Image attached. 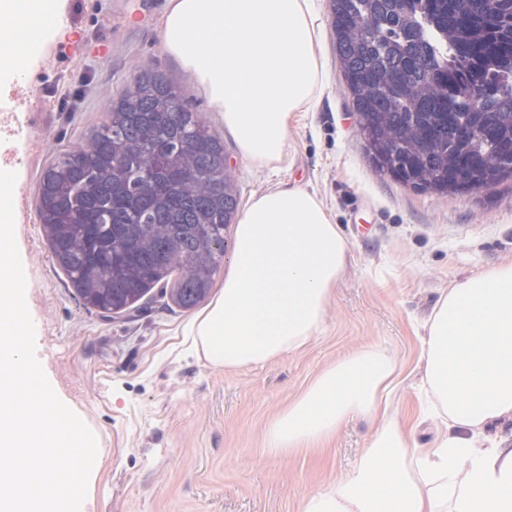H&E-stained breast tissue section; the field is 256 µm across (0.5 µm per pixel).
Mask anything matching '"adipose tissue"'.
Listing matches in <instances>:
<instances>
[{"mask_svg": "<svg viewBox=\"0 0 512 512\" xmlns=\"http://www.w3.org/2000/svg\"><path fill=\"white\" fill-rule=\"evenodd\" d=\"M67 0H0V75L25 84L53 54ZM314 0H166L161 46L204 91L259 170L290 165L294 113L325 90ZM313 192L274 187L254 196L234 230L224 286L185 332L218 371L264 365L301 350L323 328L350 252ZM419 363L425 403L443 428L418 447L382 414L399 376L379 345L319 373L266 431L271 455L332 438L356 416L378 425L356 465L309 493L300 512H512V442L487 429L512 419V265L448 289L424 325Z\"/></svg>", "mask_w": 512, "mask_h": 512, "instance_id": "1", "label": "adipose tissue"}]
</instances>
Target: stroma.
<instances>
[{
  "label": "stroma",
  "mask_w": 512,
  "mask_h": 512,
  "mask_svg": "<svg viewBox=\"0 0 512 512\" xmlns=\"http://www.w3.org/2000/svg\"><path fill=\"white\" fill-rule=\"evenodd\" d=\"M165 0H68L54 62L26 90L0 79V167L17 172L15 238L43 370L57 396L94 432L101 465L89 512H298L358 461L377 420L355 417L324 447L275 457L269 422L350 351L380 345L401 375L390 413L416 410L419 336L439 295L512 264V179L451 196L420 193L371 166L344 92L329 0H316V50L326 89L296 117L294 162L274 177L224 149L242 201L280 181L316 190L351 243L325 330L303 350L236 372L211 369L183 346L193 314L154 304L121 319L86 310L53 265L36 213L42 170L106 117L139 66L163 71L212 131L219 113L163 53Z\"/></svg>",
  "instance_id": "obj_1"
}]
</instances>
